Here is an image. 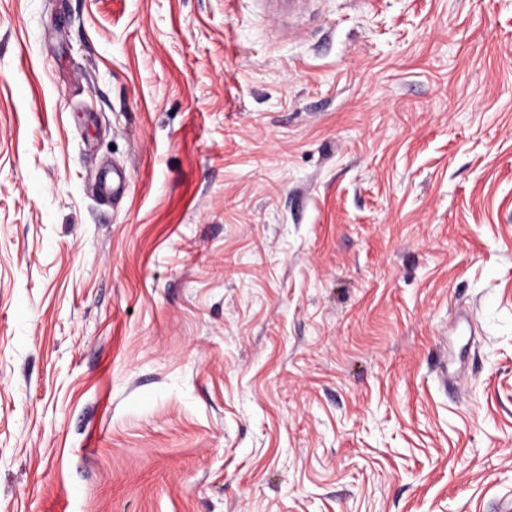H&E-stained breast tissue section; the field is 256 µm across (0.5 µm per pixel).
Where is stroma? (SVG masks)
Segmentation results:
<instances>
[{"mask_svg": "<svg viewBox=\"0 0 512 512\" xmlns=\"http://www.w3.org/2000/svg\"><path fill=\"white\" fill-rule=\"evenodd\" d=\"M512 497V0H0V512Z\"/></svg>", "mask_w": 512, "mask_h": 512, "instance_id": "1", "label": "stroma"}]
</instances>
